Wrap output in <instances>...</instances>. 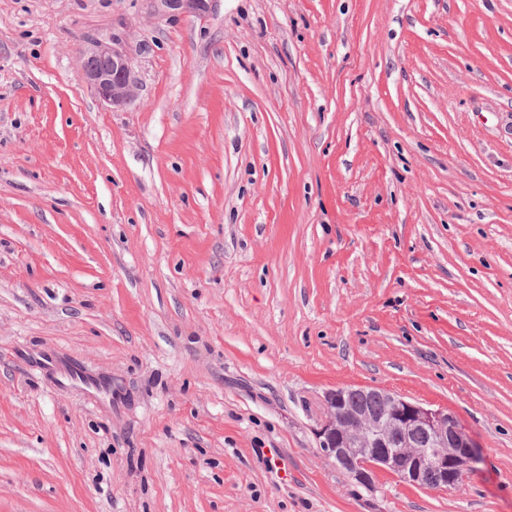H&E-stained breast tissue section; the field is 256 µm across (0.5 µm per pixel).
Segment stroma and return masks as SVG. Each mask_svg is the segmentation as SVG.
Returning a JSON list of instances; mask_svg holds the SVG:
<instances>
[{"label":"stroma","mask_w":512,"mask_h":512,"mask_svg":"<svg viewBox=\"0 0 512 512\" xmlns=\"http://www.w3.org/2000/svg\"><path fill=\"white\" fill-rule=\"evenodd\" d=\"M336 386L481 462L351 483ZM0 512H512V0H0ZM81 69L99 98L112 106H125L137 98V83L127 55L112 45L95 42L82 51Z\"/></svg>","instance_id":"35a3bbf8"}]
</instances>
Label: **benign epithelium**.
Wrapping results in <instances>:
<instances>
[{
	"instance_id": "obj_1",
	"label": "benign epithelium",
	"mask_w": 512,
	"mask_h": 512,
	"mask_svg": "<svg viewBox=\"0 0 512 512\" xmlns=\"http://www.w3.org/2000/svg\"><path fill=\"white\" fill-rule=\"evenodd\" d=\"M81 69L99 98L125 106L137 98L127 55L116 45L96 42L82 51ZM370 393L380 412L354 405L349 394ZM326 415L317 430L322 456L358 485L371 489L381 471L424 489H456L478 461L474 439L446 408H426L374 387H337L324 396Z\"/></svg>"
}]
</instances>
